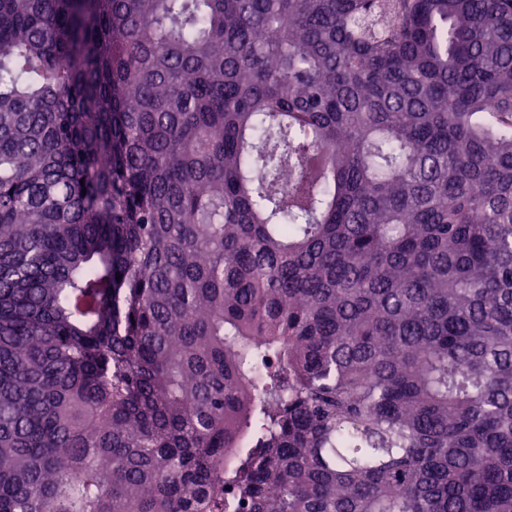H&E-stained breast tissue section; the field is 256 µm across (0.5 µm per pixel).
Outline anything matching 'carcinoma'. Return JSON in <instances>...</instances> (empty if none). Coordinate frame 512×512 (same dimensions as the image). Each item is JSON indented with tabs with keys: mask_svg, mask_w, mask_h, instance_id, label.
I'll return each mask as SVG.
<instances>
[{
	"mask_svg": "<svg viewBox=\"0 0 512 512\" xmlns=\"http://www.w3.org/2000/svg\"><path fill=\"white\" fill-rule=\"evenodd\" d=\"M0 512H512V0H0Z\"/></svg>",
	"mask_w": 512,
	"mask_h": 512,
	"instance_id": "carcinoma-1",
	"label": "carcinoma"
}]
</instances>
